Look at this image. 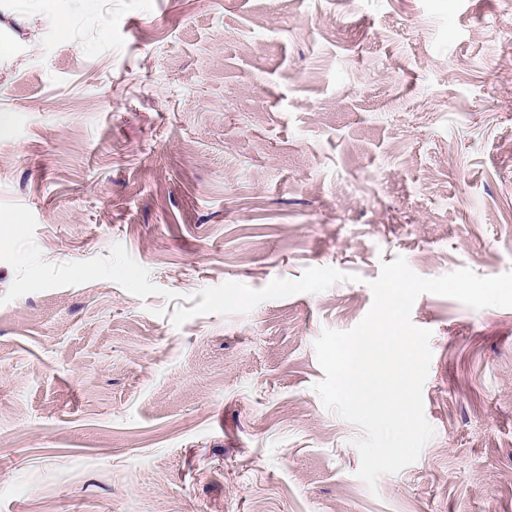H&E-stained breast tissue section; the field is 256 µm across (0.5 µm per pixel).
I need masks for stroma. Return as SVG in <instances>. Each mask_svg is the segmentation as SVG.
<instances>
[{
  "mask_svg": "<svg viewBox=\"0 0 512 512\" xmlns=\"http://www.w3.org/2000/svg\"><path fill=\"white\" fill-rule=\"evenodd\" d=\"M0 6V203L62 263L122 244L157 287L0 305V512H512V309L431 293L418 460L358 478L313 343L382 263L512 271V0ZM356 274L249 314L177 297Z\"/></svg>",
  "mask_w": 512,
  "mask_h": 512,
  "instance_id": "obj_1",
  "label": "stroma"
}]
</instances>
